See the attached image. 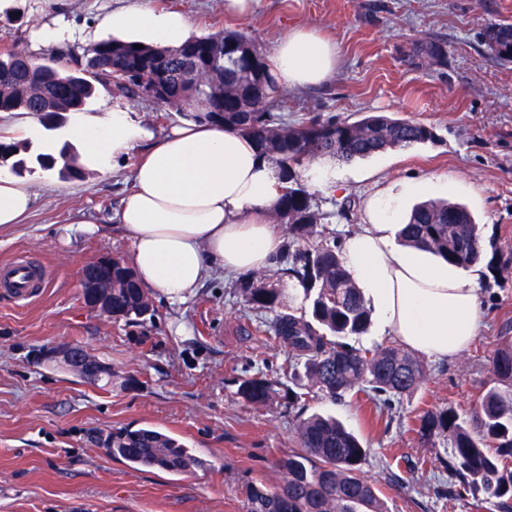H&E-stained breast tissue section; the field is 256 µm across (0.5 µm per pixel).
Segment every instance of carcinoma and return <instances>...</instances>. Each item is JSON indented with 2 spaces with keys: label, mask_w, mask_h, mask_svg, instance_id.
<instances>
[{
  "label": "carcinoma",
  "mask_w": 512,
  "mask_h": 512,
  "mask_svg": "<svg viewBox=\"0 0 512 512\" xmlns=\"http://www.w3.org/2000/svg\"><path fill=\"white\" fill-rule=\"evenodd\" d=\"M484 41L500 62L512 63V23L488 26ZM448 44L422 38L411 44L406 61L415 66H443ZM163 63L166 90L157 104L186 113L195 121L223 125L251 138L278 168L281 194L273 207L275 223L288 226L298 241L318 234L321 217L300 183L298 168L320 158L352 160L388 148H405L436 140L434 128L386 115H368L349 123L334 118L312 119L288 126L277 113L279 104L261 89L269 88L267 63L253 42L236 32L195 37L174 48H135L112 39L93 44L65 68L43 65L16 45L0 50V112H33L48 129L57 128L65 113L83 108L97 88L123 96H140L153 72L146 62ZM64 161V171L83 176L78 156L63 146L59 155L30 153L29 144L0 140V166L19 173L30 165L43 170ZM405 243L427 248L454 264L469 267L481 259L477 224L457 203H423L410 215ZM292 272L305 286L310 318L279 314L272 326L274 339L288 348L290 375L298 366L308 383L336 400L350 393L364 394L385 405L418 390L426 367L399 345L361 349L347 339L366 332L369 313L360 289L343 267L336 250L321 246L297 250ZM253 310L279 305L280 289L265 278L251 277L240 288ZM151 311L149 293L140 287L132 268L112 262V320L133 322ZM493 373L506 389L488 388L480 408L467 423L451 407L427 411L421 429L442 438L448 448V469L464 485L479 483L502 509L512 508V339L492 357ZM279 382L246 378L238 393L247 403L265 407L280 397ZM298 449L281 460V486L249 482L243 488L247 512H388L371 481L361 475L367 456L355 434L330 416L312 415L296 425ZM106 455L132 468L184 473L202 465L176 439L150 427L112 430Z\"/></svg>",
  "instance_id": "1"
}]
</instances>
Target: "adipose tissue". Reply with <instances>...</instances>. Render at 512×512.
Segmentation results:
<instances>
[{"mask_svg":"<svg viewBox=\"0 0 512 512\" xmlns=\"http://www.w3.org/2000/svg\"><path fill=\"white\" fill-rule=\"evenodd\" d=\"M113 33L139 32V44L175 47L189 39L187 20L159 13L144 0L105 16ZM336 46L312 30L281 39L267 61L270 86L298 89L330 77ZM83 147L82 164L107 173L142 142L149 150L134 171V188L115 215L127 235L129 262L143 288L181 300L207 272L230 276L265 270L284 238L269 215L278 179L247 136L221 126L185 122L154 137L130 112L83 116L67 130ZM412 185L383 187L366 198V222L343 243V266L360 289L374 332L433 359L465 350L480 326L479 268L468 270L426 248L404 243L403 199ZM30 182L0 175V227L19 224L34 207Z\"/></svg>","mask_w":512,"mask_h":512,"instance_id":"adipose-tissue-1","label":"adipose tissue"}]
</instances>
